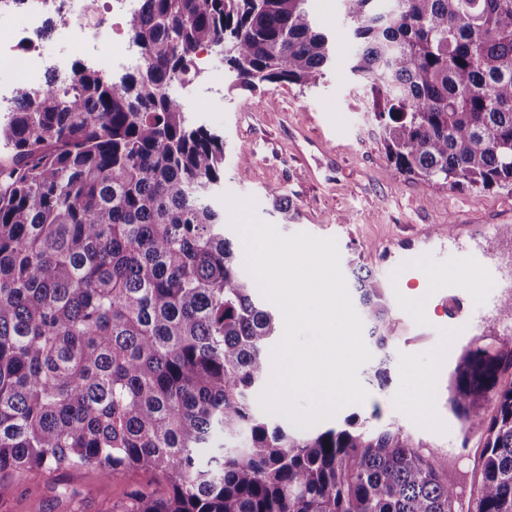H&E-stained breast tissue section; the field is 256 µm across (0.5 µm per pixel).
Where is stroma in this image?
Returning <instances> with one entry per match:
<instances>
[{
	"mask_svg": "<svg viewBox=\"0 0 512 512\" xmlns=\"http://www.w3.org/2000/svg\"><path fill=\"white\" fill-rule=\"evenodd\" d=\"M309 5L333 41L332 64L319 86L235 90L223 56L210 52L194 80L173 84L170 92L180 97L190 122L223 136L221 193L254 199L258 215L283 234L335 238L341 257L358 255L380 279L395 318L389 382L370 384L378 362H367L359 371L367 400L341 409L335 422L355 414L363 430H400L447 462L467 498L480 439L449 410L448 379L472 331L444 315L448 281L417 233L429 224L466 225L462 243L450 247L452 256L462 259L469 246L480 245L493 249L512 273V247L491 243L498 225L512 224V181L475 191L396 174L385 159L372 100L348 75L354 44L342 0ZM271 186L296 204L293 223L279 224L267 197ZM150 479L136 472L105 480L92 470L54 471L34 483L9 476L0 479V512H112Z\"/></svg>",
	"mask_w": 512,
	"mask_h": 512,
	"instance_id": "35a3bbf8",
	"label": "stroma"
}]
</instances>
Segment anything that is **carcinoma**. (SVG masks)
<instances>
[{
	"label": "carcinoma",
	"mask_w": 512,
	"mask_h": 512,
	"mask_svg": "<svg viewBox=\"0 0 512 512\" xmlns=\"http://www.w3.org/2000/svg\"><path fill=\"white\" fill-rule=\"evenodd\" d=\"M309 0H140L142 64L16 90L0 123V473L149 472L117 512H457L447 463L398 431L295 435L255 406L279 323L256 301L211 196L224 138L169 92L207 46L232 87L318 85L331 62ZM343 0L349 72L405 176L512 180V0ZM280 221L298 215L279 189ZM380 349L395 320L348 260ZM449 403L484 436L469 512H512V353L469 349Z\"/></svg>",
	"instance_id": "cac0c4a2"
}]
</instances>
